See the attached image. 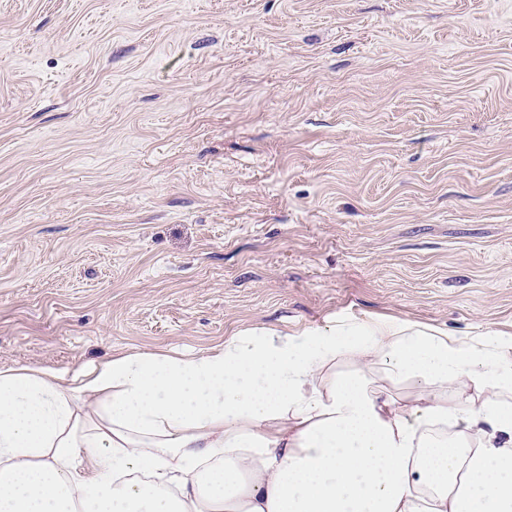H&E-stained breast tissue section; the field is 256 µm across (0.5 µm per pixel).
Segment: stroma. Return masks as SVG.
<instances>
[{
  "mask_svg": "<svg viewBox=\"0 0 512 512\" xmlns=\"http://www.w3.org/2000/svg\"><path fill=\"white\" fill-rule=\"evenodd\" d=\"M512 336V0H0V368L356 319Z\"/></svg>",
  "mask_w": 512,
  "mask_h": 512,
  "instance_id": "stroma-1",
  "label": "stroma"
}]
</instances>
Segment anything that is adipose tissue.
<instances>
[{"instance_id": "adipose-tissue-1", "label": "adipose tissue", "mask_w": 512, "mask_h": 512, "mask_svg": "<svg viewBox=\"0 0 512 512\" xmlns=\"http://www.w3.org/2000/svg\"><path fill=\"white\" fill-rule=\"evenodd\" d=\"M0 512H512V338L369 318L0 370Z\"/></svg>"}]
</instances>
